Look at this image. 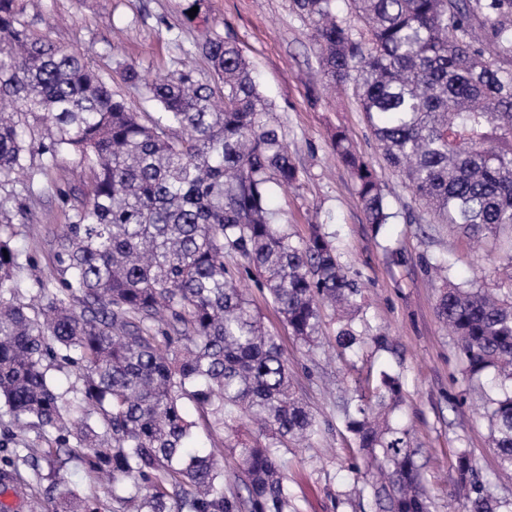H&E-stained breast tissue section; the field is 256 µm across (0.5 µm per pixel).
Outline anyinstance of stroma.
Listing matches in <instances>:
<instances>
[{
  "instance_id": "obj_1",
  "label": "stroma",
  "mask_w": 512,
  "mask_h": 512,
  "mask_svg": "<svg viewBox=\"0 0 512 512\" xmlns=\"http://www.w3.org/2000/svg\"><path fill=\"white\" fill-rule=\"evenodd\" d=\"M24 17L36 34L84 54L93 68L111 75L113 90L137 111L151 106L123 81L122 64H136L149 78L163 79L183 50L215 35L234 38L272 102L299 169L294 187L273 191L278 222L295 242L314 224L337 231L338 260L362 287L360 303L372 335L358 354L342 352L335 342L336 323L327 318L320 349L308 352L289 335L254 280L241 278L265 326L280 337L297 390L321 425L315 447L292 448L283 456L301 512H378L369 495L353 491L354 450L337 406L383 367L403 381L398 418L423 451L418 462L433 512H463L454 496L461 448L471 451L494 496L512 502V481L496 476L497 451L482 393L472 387L454 336L436 316L438 290L428 271L430 262L447 254L462 279L508 294L512 277L499 263L505 240L486 235L477 243L458 226L431 222L383 162L351 88L322 86L311 30L289 0H27ZM339 129L386 183L395 223L378 230L366 224L356 187L333 155L332 136ZM32 214L34 224L21 227L18 244L31 252L39 276L50 262L45 230L65 223L66 215L51 190L33 204ZM377 336L385 337V347L374 344Z\"/></svg>"
}]
</instances>
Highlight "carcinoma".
Here are the masks:
<instances>
[{
  "label": "carcinoma",
  "mask_w": 512,
  "mask_h": 512,
  "mask_svg": "<svg viewBox=\"0 0 512 512\" xmlns=\"http://www.w3.org/2000/svg\"><path fill=\"white\" fill-rule=\"evenodd\" d=\"M310 26L321 79L353 84L383 159L443 224L512 232V0H291ZM356 23H351L348 16ZM197 52L213 82L181 67L154 82L132 64L123 79L156 113L136 112L110 76L35 34L19 0H0V402L32 459L76 458L112 480V512H300L282 450L320 427L296 395L279 337L265 329L225 258L239 256L292 336L314 349L324 303L343 304L336 344L356 352L366 313L337 261L334 236L312 225L295 244L277 224L271 186L298 167L271 104L231 36ZM336 160L350 173L366 223L397 214L375 168L346 134ZM68 157L84 189L55 188L67 223L45 240L50 276L16 225ZM436 312L451 328L468 379L493 374L486 415L498 469L512 474V298L454 280L441 255ZM36 295H30L32 285ZM74 381L57 385L53 372ZM401 377L386 370L346 400L353 483L379 512H431L408 429L394 421ZM213 435L243 418L235 486L224 454L195 453L198 423ZM465 512H506L457 453ZM40 512H100L99 500L52 484Z\"/></svg>",
  "instance_id": "cac0c4a2"
}]
</instances>
